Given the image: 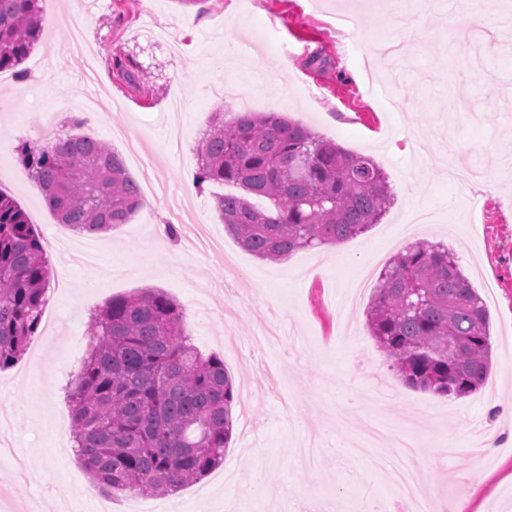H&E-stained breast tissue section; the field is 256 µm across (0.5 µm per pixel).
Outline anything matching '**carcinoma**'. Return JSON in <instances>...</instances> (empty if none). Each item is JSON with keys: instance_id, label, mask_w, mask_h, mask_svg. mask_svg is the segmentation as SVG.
Wrapping results in <instances>:
<instances>
[{"instance_id": "obj_1", "label": "carcinoma", "mask_w": 512, "mask_h": 512, "mask_svg": "<svg viewBox=\"0 0 512 512\" xmlns=\"http://www.w3.org/2000/svg\"><path fill=\"white\" fill-rule=\"evenodd\" d=\"M39 2L0 0V72L20 65L38 41ZM67 125L51 141L22 143L18 160L58 223L79 233L128 223L145 200L123 158L83 133L82 118ZM196 152L197 184L246 192L215 197V210L261 259L360 236L391 205L388 178L372 158L276 112L229 121L215 112ZM50 275L33 225L0 192V371L35 336ZM367 324L390 369L413 389L466 397L491 371L485 303L443 245L411 244L385 267ZM66 398L76 455L106 494L169 493L196 481L224 462L233 435L234 383L224 360L194 345L183 309L158 289L114 297L91 317Z\"/></svg>"}]
</instances>
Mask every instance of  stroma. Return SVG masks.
I'll use <instances>...</instances> for the list:
<instances>
[{"mask_svg": "<svg viewBox=\"0 0 512 512\" xmlns=\"http://www.w3.org/2000/svg\"><path fill=\"white\" fill-rule=\"evenodd\" d=\"M40 0L44 33L23 66L27 79L0 72V192L14 198L40 239L57 219L39 185L17 161L25 141H46L67 116L94 109L84 133L121 143V127L142 147L144 163L127 161L180 192L198 168L196 146L213 112H278L343 148L371 156L384 170L393 202L380 223L340 243L300 250L270 262L245 251L226 232L214 197L231 184L194 188L191 209L224 242L237 273L225 277L222 257L187 253L183 238L157 226L183 227L165 200L155 199L119 228L91 235L103 251L94 287L85 267L65 251L48 256L62 291L48 288L43 321L22 359L0 372V439L28 468L20 479L0 464L10 512H296L293 492L319 495L323 512L365 499L379 512H404L374 453L355 449L361 432L337 413L359 410L360 422L402 428L419 450L421 494L442 495L464 512H512V447L492 466L476 468L477 437L501 423L490 404L512 397V16L507 0L486 12L449 10V0H417L388 10L373 0ZM408 53L363 81L360 49L378 37ZM127 56L128 81L111 49ZM288 60L282 73L272 60ZM399 99L384 110L380 97ZM184 102V140L174 147L166 127L170 100ZM481 176L467 193L445 174L449 151ZM413 243L455 251L489 316L492 369L485 386L464 398L406 387L370 335L366 311L379 274ZM178 271H171V264ZM158 288L179 303L186 331L206 355H218L237 396L233 436L223 464L170 495L81 496L91 477L72 451V416L64 387L86 351L92 313L107 300ZM238 338L236 351L224 343ZM38 380H31V373ZM258 428L243 433L244 419ZM66 495L51 498L42 474Z\"/></svg>", "mask_w": 512, "mask_h": 512, "instance_id": "obj_1", "label": "stroma"}]
</instances>
